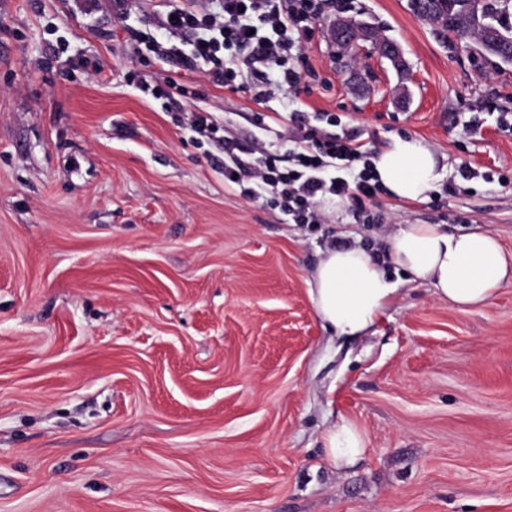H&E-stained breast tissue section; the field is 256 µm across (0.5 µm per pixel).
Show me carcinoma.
<instances>
[{
    "instance_id": "carcinoma-1",
    "label": "carcinoma",
    "mask_w": 512,
    "mask_h": 512,
    "mask_svg": "<svg viewBox=\"0 0 512 512\" xmlns=\"http://www.w3.org/2000/svg\"><path fill=\"white\" fill-rule=\"evenodd\" d=\"M512 0H410L423 21L458 37L475 35L481 50L512 63V24L502 20Z\"/></svg>"
}]
</instances>
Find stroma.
<instances>
[{"mask_svg": "<svg viewBox=\"0 0 512 512\" xmlns=\"http://www.w3.org/2000/svg\"><path fill=\"white\" fill-rule=\"evenodd\" d=\"M160 0H0V512H512V281L460 309L385 263L397 287L361 337L324 328L309 281L324 252L385 254L403 224L482 227L512 253V65L444 38L409 0H327L299 100L260 102L179 62L141 60L129 28ZM395 40L342 57L330 19ZM159 91L181 86L259 154L258 112H332L379 152L422 140L426 200L351 198L288 224L224 182L220 143ZM479 178L449 194L462 165ZM366 453L336 467L340 419ZM360 26L365 32V38L375 45L394 67L407 66L404 51L397 42L387 41L385 38L380 37L375 30L372 32V28L363 23H360ZM323 438L327 456L334 465L351 463L367 451L364 432L350 420L333 424Z\"/></svg>", "mask_w": 512, "mask_h": 512, "instance_id": "1", "label": "stroma"}]
</instances>
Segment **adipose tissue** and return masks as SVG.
Masks as SVG:
<instances>
[{
    "instance_id": "1",
    "label": "adipose tissue",
    "mask_w": 512,
    "mask_h": 512,
    "mask_svg": "<svg viewBox=\"0 0 512 512\" xmlns=\"http://www.w3.org/2000/svg\"><path fill=\"white\" fill-rule=\"evenodd\" d=\"M373 165L381 184L402 200L425 199L441 177L434 152L412 137L395 138ZM387 249L395 265L462 308L488 305L512 279V256L487 231L451 233L436 224H404L389 237ZM395 294L381 266L357 247L327 251L310 282L317 316L339 337H354L372 327ZM324 445L336 465L353 462L367 451L364 432L345 419L325 431Z\"/></svg>"
}]
</instances>
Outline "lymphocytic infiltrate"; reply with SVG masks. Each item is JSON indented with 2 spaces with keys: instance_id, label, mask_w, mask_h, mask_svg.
<instances>
[{
  "instance_id": "obj_1",
  "label": "lymphocytic infiltrate",
  "mask_w": 512,
  "mask_h": 512,
  "mask_svg": "<svg viewBox=\"0 0 512 512\" xmlns=\"http://www.w3.org/2000/svg\"><path fill=\"white\" fill-rule=\"evenodd\" d=\"M318 15L317 0H193L192 5L175 4L161 12L156 21L161 38L147 37L143 43L163 62L177 54L178 41L189 40L187 63L206 70L213 82L248 91L263 76L277 90L295 95L303 76L292 58L303 50ZM294 120L285 166L274 150L243 156L240 134L220 130L211 112L195 111L192 125L200 136H221L224 179L235 182L245 200L271 197L293 223L318 224L321 202L349 196L353 217H361L366 203L382 192L367 149L355 134L327 133V126L337 123L334 114L321 112L313 118L298 112Z\"/></svg>"
}]
</instances>
